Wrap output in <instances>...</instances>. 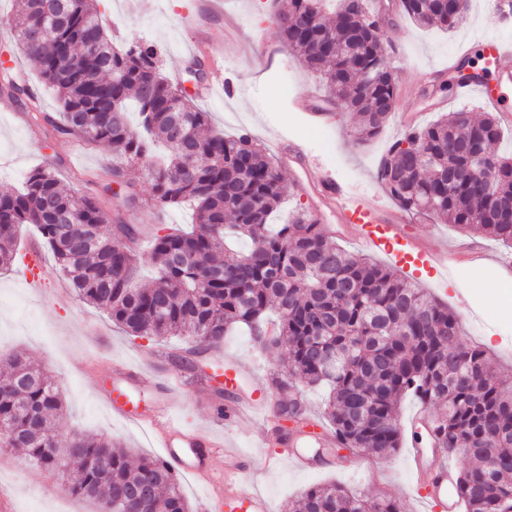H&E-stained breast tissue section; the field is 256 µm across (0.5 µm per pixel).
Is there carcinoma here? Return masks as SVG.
<instances>
[{
	"instance_id": "obj_1",
	"label": "carcinoma",
	"mask_w": 512,
	"mask_h": 512,
	"mask_svg": "<svg viewBox=\"0 0 512 512\" xmlns=\"http://www.w3.org/2000/svg\"><path fill=\"white\" fill-rule=\"evenodd\" d=\"M287 0L274 4L270 23L305 65L319 73L331 100L357 114L356 141L371 142L386 127L382 109L397 96L388 49L371 31L384 22L367 0ZM471 0H400L398 10L426 27L451 30ZM46 25L38 40L33 32ZM18 49L55 92L62 121L33 112L51 134L76 135L86 146L112 145L105 177L71 191L54 169H33L22 186L0 193V269L19 261L17 229L34 226L59 272L78 297L105 311L133 337L180 338L199 354L244 325L262 347L282 350L289 377L329 388L328 419L344 448L382 457L401 447V399L412 394L433 416L440 447L460 456L454 493L462 512H512V378L489 365L486 352L460 341L462 325L448 308L395 269L334 243L321 225L295 211L271 228L283 192L280 176L247 134L211 131L209 113L181 95L147 43L112 44L99 23L96 0H17L7 19ZM0 92L31 99L26 76L0 67ZM138 123L128 124L129 103ZM119 104L121 111H112ZM497 117L453 112L406 130L381 158L376 178L402 211L453 224L512 244V157L492 146ZM490 151L492 192L470 172L466 147ZM141 166L153 206L192 205L187 231L156 225L136 229L123 211L142 205L128 169ZM112 228H98L112 201ZM250 241L226 245L227 231ZM151 239L154 275L138 284ZM63 394L43 371L19 355L0 374V448H12L37 467H56V444L77 449L72 493L112 512L114 497L141 484L148 501L127 498L122 512H189L178 475L158 457H132L112 439L62 433L56 420ZM296 512H400L390 499L349 495L324 484L308 488Z\"/></svg>"
}]
</instances>
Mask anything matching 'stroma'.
<instances>
[{"label": "stroma", "instance_id": "obj_1", "mask_svg": "<svg viewBox=\"0 0 512 512\" xmlns=\"http://www.w3.org/2000/svg\"><path fill=\"white\" fill-rule=\"evenodd\" d=\"M193 4L194 0H109L97 10L101 24L116 44L156 42L162 51L164 73L171 81L187 83L190 94L197 95L199 85L214 86L211 97L198 101L199 107L209 112L213 127L228 135L249 134L271 155L281 137L294 136L324 168L353 188L377 196L383 190L375 178V167L404 131L401 114L419 112L427 122L441 115L435 107L436 96L427 92L430 80L447 73L453 54L474 36L494 33L512 39V25L500 22L496 0H472L466 22L448 33L422 29L406 17H392L383 37L394 49L389 62L397 72L398 96L383 132L363 146L352 135L355 115L337 112L335 125L326 128L318 118L272 94L274 83L285 75L292 78L300 93H319L323 87L318 74L305 68L269 25L270 0H224L226 18L237 21L238 32L228 35L223 20L206 23L207 51L223 57L224 67H204L200 83L190 82V61L179 56L187 35L176 23ZM257 38L277 46L278 54L268 66H259L252 56ZM10 44L7 27L0 26V62L16 60L21 71L32 76L30 85L40 111L57 113L52 90L34 77V63L11 50ZM111 162L110 145L89 148L71 136L47 138L44 127L34 124L23 109L0 115V193L21 186L27 173L42 165L55 168L65 186L76 190L80 184L73 180L74 172L95 176ZM409 231L435 247L480 244L498 255L512 256V246L451 224L422 219L410 224ZM21 271L17 265L12 271L0 273V360L23 353L59 387L66 404L58 423L61 432L99 433L120 442L133 455H156L147 432L114 418L100 399L103 389L112 386L107 377L111 362L136 363L142 354L153 351L157 357L147 364L144 376L145 407H152L156 398L154 382L173 373L188 376L187 386L175 402V416L188 429L211 431L247 455V478L269 498L272 512H290V503L305 489L332 483L357 496L390 498L397 502L400 512H431L411 488L407 450L403 447L386 458L330 448L326 455L331 466L322 471H299L286 461L276 469H267L268 451L258 445L261 422L250 418L226 421L217 416V397L210 383L179 361L186 348L184 342L129 336L104 312L82 302L62 277L49 281L50 293L42 296L22 287ZM507 283L506 269L494 263L482 267L459 265L444 286L421 278L416 281L418 287L445 302L451 301L458 290H465L469 306L459 319L467 327L466 339L488 345L493 369L511 376L512 303L499 293ZM228 356L240 357L251 369L278 374L286 371L280 350L259 348L243 328L229 331L223 342L207 353L213 363L223 362ZM2 486L16 495L19 512L98 510L95 503L72 495L54 472L29 465L19 452L10 449L0 450Z\"/></svg>", "mask_w": 512, "mask_h": 512}]
</instances>
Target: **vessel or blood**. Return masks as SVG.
I'll return each mask as SVG.
<instances>
[{
	"mask_svg": "<svg viewBox=\"0 0 512 512\" xmlns=\"http://www.w3.org/2000/svg\"><path fill=\"white\" fill-rule=\"evenodd\" d=\"M224 13V0H196L192 11L182 13L181 26L190 33L194 47H201V17ZM483 59L490 75L456 83L454 99L478 96L482 103L498 112L504 123H512V105L504 99L505 89L512 87V41L499 36H479ZM281 164L294 175L299 186L318 201L312 220L323 223L326 213H334L342 227L355 229L360 243L373 252L385 254L398 268L410 273L427 271L433 279L447 282L454 268L462 262L475 266L488 261L486 252L461 253L452 248L434 249L424 241L406 235L409 218L401 211L383 205L378 199H362L360 193L333 176L319 175L304 149L284 142L278 147ZM47 283V267L38 248H30L22 284L31 291ZM112 389L116 398L107 399L108 408L125 420L148 428L162 450V458L178 475L203 481L211 512H271L263 494L250 490L242 481L243 455L218 442L210 433L186 431L172 413L173 397L182 384L181 375L157 382L159 402L150 411L139 410L134 401L143 381L140 366L116 363L111 367ZM268 377L245 369L232 357L224 359V415L228 418L246 413L271 420L274 411L269 402ZM429 414L413 412L407 425L414 435L408 453L410 469L424 488V497L436 512H460L453 492L455 465L441 456L430 427ZM328 432H300L288 440V459L296 467L309 470L315 463L312 449L335 446Z\"/></svg>",
	"mask_w": 512,
	"mask_h": 512,
	"instance_id": "vessel-or-blood-1",
	"label": "vessel or blood"
}]
</instances>
